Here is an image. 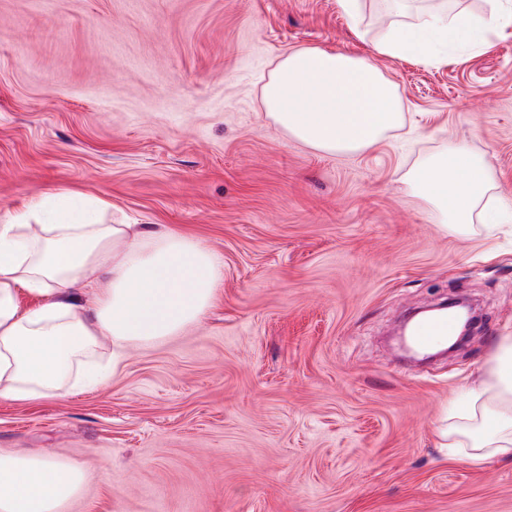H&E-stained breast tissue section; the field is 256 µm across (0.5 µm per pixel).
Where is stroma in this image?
<instances>
[{"label": "stroma", "instance_id": "obj_1", "mask_svg": "<svg viewBox=\"0 0 512 512\" xmlns=\"http://www.w3.org/2000/svg\"><path fill=\"white\" fill-rule=\"evenodd\" d=\"M486 0H0V216L101 197L223 260L214 306L130 346L110 381L0 400V453L93 460L63 512H512V460L448 458L446 409L512 327V214L446 229L409 174L463 149L512 202V23L439 66L374 56L392 23ZM374 57L404 126L357 154L296 141L262 87L286 52ZM471 299L447 360L404 371L387 335Z\"/></svg>", "mask_w": 512, "mask_h": 512}]
</instances>
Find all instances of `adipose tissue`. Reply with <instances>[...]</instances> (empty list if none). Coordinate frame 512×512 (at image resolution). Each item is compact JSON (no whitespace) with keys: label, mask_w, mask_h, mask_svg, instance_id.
I'll list each match as a JSON object with an SVG mask.
<instances>
[{"label":"adipose tissue","mask_w":512,"mask_h":512,"mask_svg":"<svg viewBox=\"0 0 512 512\" xmlns=\"http://www.w3.org/2000/svg\"><path fill=\"white\" fill-rule=\"evenodd\" d=\"M512 19L494 9L474 20L427 14L389 25L373 49L398 60L440 63L477 49ZM265 110L290 136L327 153H357L399 129L403 106L394 83L368 57L319 47L287 52L262 89ZM485 163L451 152L412 173L442 223L456 231L474 217L495 226L485 205ZM107 201L60 190L0 217V400L28 402L96 387L107 372L92 358L102 342L113 356L154 344L200 321L211 309L223 264L202 241L167 228L113 224ZM36 300L25 306L21 295ZM91 296L85 306L79 295ZM441 435L452 458L471 465L512 458V332L499 336L464 402ZM86 462L44 451L0 454V512H61L77 496Z\"/></svg>","instance_id":"obj_1"}]
</instances>
